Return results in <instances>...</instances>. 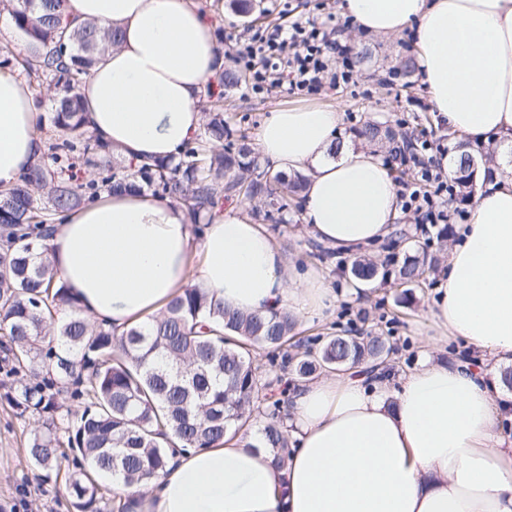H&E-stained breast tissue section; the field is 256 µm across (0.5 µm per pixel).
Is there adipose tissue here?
<instances>
[{
    "label": "adipose tissue",
    "instance_id": "ef3b65f1",
    "mask_svg": "<svg viewBox=\"0 0 512 512\" xmlns=\"http://www.w3.org/2000/svg\"><path fill=\"white\" fill-rule=\"evenodd\" d=\"M375 36L414 30V57L433 112L461 138L512 146V0H340ZM112 26L106 51L78 92L85 129L135 165L176 157L202 128L199 99L224 56L198 0H65L63 24ZM338 112L270 113L256 145L271 174L305 172L309 235L354 257L392 239L397 186L376 147L338 140ZM29 82L0 70V189L43 149ZM471 201L450 246L433 320L480 359L423 356L402 376L359 369L293 384V441L284 468L246 438L175 456L149 485L116 486L139 512H512V441L499 432L512 397L499 366L512 363V165ZM58 281L88 316L123 331L158 317L182 289L240 312L306 315L335 294L318 270L300 273L242 209L192 223L185 207L145 190L104 193L65 212L46 241Z\"/></svg>",
    "mask_w": 512,
    "mask_h": 512
}]
</instances>
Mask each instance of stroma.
I'll return each instance as SVG.
<instances>
[{
  "instance_id": "1",
  "label": "stroma",
  "mask_w": 512,
  "mask_h": 512,
  "mask_svg": "<svg viewBox=\"0 0 512 512\" xmlns=\"http://www.w3.org/2000/svg\"><path fill=\"white\" fill-rule=\"evenodd\" d=\"M340 0H257L262 17L249 22L241 17L230 21V8L216 7L213 0H200L211 13L216 38L226 35H254L268 25L278 22L280 16L289 20H324L334 16L340 29L351 30L348 19L340 16ZM358 40L367 57L353 69L350 84L340 88H323L315 94H281L269 92L248 94L238 88L224 94V114L234 128L254 135L270 112L281 108L322 106L340 112L342 134L352 133L355 126L367 120H402L407 130L421 140H439L445 147H453L456 139L439 126L421 83L405 89L402 79L392 78V67L398 55L412 52L413 31L405 29L400 35L381 38L359 34ZM276 241L288 254L291 264L297 266L320 264L333 279L336 303L323 316L300 318L295 339L300 344L321 347L324 338L347 331H370L385 337L396 348L392 364L396 376H403L415 366L424 353H431L438 361L448 363L462 360L470 349L460 340L442 335L429 314L435 294L434 284L415 289L411 304H398L399 288L394 284L393 260L403 259V249L385 252L379 248L366 249V258L378 263L383 280L371 284L365 295H354L336 281L335 276L344 263V256L317 260L310 255L309 235L298 211H290L288 222L282 225ZM12 385L5 370H0V512H74L71 499L61 483L37 484L32 466L25 454L27 440L37 426L31 416L19 415L7 400Z\"/></svg>"
}]
</instances>
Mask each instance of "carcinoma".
<instances>
[{"label":"carcinoma","mask_w":512,"mask_h":512,"mask_svg":"<svg viewBox=\"0 0 512 512\" xmlns=\"http://www.w3.org/2000/svg\"><path fill=\"white\" fill-rule=\"evenodd\" d=\"M17 27L37 44L23 60L28 75L62 88L54 125L63 133L48 145V160L37 159L17 183L0 190V342L11 356L13 374H23L11 402L20 415L38 417L26 453L47 482L65 477L76 512H103L100 504L115 483L147 482L165 471L171 458L187 449L216 445L228 434L256 433L270 450L276 467L288 460L286 403L271 400L278 378L254 363L253 351L268 348L293 366L297 381L327 369L368 366L389 368L391 346L381 336L327 337L310 353L292 354L296 316L283 312H231L212 305L199 289L188 286L161 317L118 334L91 324L68 289L55 280L38 248L53 224L98 186L72 185L66 179L79 161L112 156L88 135L78 87L97 57L116 43L117 32L87 23L71 32L62 26L64 0H11ZM224 86L245 82L238 69L218 74ZM356 135L380 146L392 170L404 176L402 152L407 132L384 122L366 121ZM494 153L467 143L454 147L450 181L468 200L479 169L493 163ZM112 192L148 185L187 207L192 219L212 212L223 201L243 196L254 202L252 217L274 225L286 223L290 204L304 178L286 176L271 183L246 140L224 121V100L205 107L203 131L175 160L136 169L121 167L105 176ZM435 260L407 249L395 281L419 288ZM350 274L370 282L378 265L363 257L351 262ZM70 314L55 321L60 307ZM214 327L197 328L198 319ZM70 395L76 406L59 419L58 397Z\"/></svg>","instance_id":"1"}]
</instances>
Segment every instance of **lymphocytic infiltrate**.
<instances>
[{
    "mask_svg": "<svg viewBox=\"0 0 512 512\" xmlns=\"http://www.w3.org/2000/svg\"><path fill=\"white\" fill-rule=\"evenodd\" d=\"M232 50L235 61L250 72V88L255 93L273 89L283 94L312 92L326 81L340 87L352 80L347 62L349 46L314 22L306 26L276 24L247 40H235ZM431 148V143H422L420 154L412 156L415 176L403 184L399 198L404 210L417 214L419 223L444 224L450 216L441 197L453 195L454 187L443 181L431 160L425 159V151Z\"/></svg>",
    "mask_w": 512,
    "mask_h": 512,
    "instance_id": "obj_1",
    "label": "lymphocytic infiltrate"
}]
</instances>
